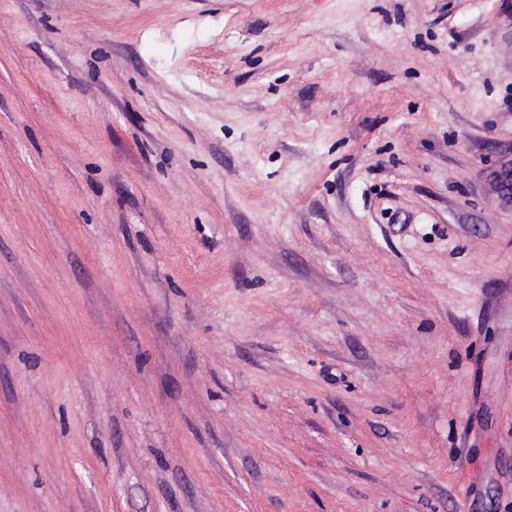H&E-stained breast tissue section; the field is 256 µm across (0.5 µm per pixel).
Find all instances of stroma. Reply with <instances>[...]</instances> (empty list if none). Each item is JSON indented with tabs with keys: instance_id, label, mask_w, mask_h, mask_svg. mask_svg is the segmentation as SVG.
Instances as JSON below:
<instances>
[{
	"instance_id": "35a3bbf8",
	"label": "stroma",
	"mask_w": 512,
	"mask_h": 512,
	"mask_svg": "<svg viewBox=\"0 0 512 512\" xmlns=\"http://www.w3.org/2000/svg\"><path fill=\"white\" fill-rule=\"evenodd\" d=\"M512 0H0V512H512Z\"/></svg>"
}]
</instances>
